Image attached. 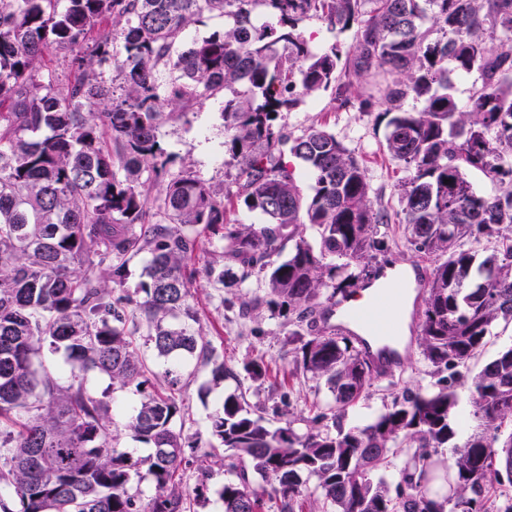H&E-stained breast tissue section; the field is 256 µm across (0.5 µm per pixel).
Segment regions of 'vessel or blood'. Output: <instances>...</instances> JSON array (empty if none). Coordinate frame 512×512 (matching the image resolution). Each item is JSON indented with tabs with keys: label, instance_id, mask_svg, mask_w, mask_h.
<instances>
[{
	"label": "vessel or blood",
	"instance_id": "1",
	"mask_svg": "<svg viewBox=\"0 0 512 512\" xmlns=\"http://www.w3.org/2000/svg\"><path fill=\"white\" fill-rule=\"evenodd\" d=\"M398 281V275H382L365 302H358L351 293L336 302L339 325L356 331L360 350L384 374L395 372L402 358L401 351L390 347L402 313Z\"/></svg>",
	"mask_w": 512,
	"mask_h": 512
}]
</instances>
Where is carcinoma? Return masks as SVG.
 <instances>
[{"mask_svg":"<svg viewBox=\"0 0 512 512\" xmlns=\"http://www.w3.org/2000/svg\"><path fill=\"white\" fill-rule=\"evenodd\" d=\"M205 13L224 16V31L175 52ZM314 18L352 32L350 50L312 51L302 28ZM52 50L77 65L64 90L39 76ZM163 69L178 72L166 96ZM472 71L480 83L463 110L452 75ZM331 87L342 105H387L385 148L407 172L396 215L408 246L434 260L418 324L433 389L405 390L348 429L343 412L383 374L328 324V311L354 284L350 265L375 258L378 225L390 217L335 134L277 123ZM221 93L237 186L224 194L169 173L161 143L175 113ZM410 95L420 110L403 109ZM285 145L314 175L307 195L282 161ZM468 170L497 191L477 193ZM153 178L168 179L154 200ZM226 197L267 223L227 222ZM199 225L220 227L224 239L206 274L226 288L264 281L241 315L266 307L287 318L297 364L333 397L313 403L299 434L292 420L269 426L286 395L256 409L241 386L224 396L210 422L228 459L223 512H448L450 501L457 512H512V348L472 378V415L485 430L446 466L448 495L431 486L455 437L454 383L495 325L512 322V0H0V512H187L180 375L171 372L170 391L156 389L130 325L146 327L161 357L210 365L215 382L231 374L193 328L188 260ZM143 251L147 280L131 292L127 266ZM45 346L71 362L68 385L40 359ZM242 370L266 381L257 360ZM90 371L142 395L125 429L150 455L117 448L108 401L86 388ZM257 476L271 494L254 487Z\"/></svg>","mask_w":512,"mask_h":512,"instance_id":"obj_1","label":"carcinoma"}]
</instances>
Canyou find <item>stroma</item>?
Instances as JSON below:
<instances>
[{"mask_svg":"<svg viewBox=\"0 0 512 512\" xmlns=\"http://www.w3.org/2000/svg\"><path fill=\"white\" fill-rule=\"evenodd\" d=\"M385 110L386 105L380 100L368 112L355 105L342 107L336 102L333 91L321 90L304 97L295 108L284 113L282 121L289 131L295 133L312 125H321L335 134L366 167L374 190V202L392 212L397 205L396 185L405 172L382 148L386 124L382 114ZM225 139L224 98L220 95L200 98L190 112L173 118L161 129V141L170 157L171 173L192 172L219 190L232 189L235 174L224 146ZM379 237L384 243V256L388 261L404 269L416 267L423 273H430L431 262L410 249L403 225L395 221L380 225ZM222 245L220 233H207L190 262L191 267L199 271L192 286V302L198 318L196 327L212 342L218 354L223 355L226 367L236 369L246 359H263L271 375L276 376L279 386L275 389L266 385L252 387L247 393L250 406L272 404L281 393H288V410L294 428L297 432H305L304 420L309 416L313 402L330 401L331 394L324 383L315 382L296 371L288 343V329L283 326L281 318L271 315L265 308L246 318L239 316L237 310L225 308L223 300L230 294H237L240 300L248 301L262 292L264 286L252 279L233 292L212 281L204 268L213 252L220 250ZM511 347L512 323H498L481 354L469 363L457 382L456 446H464L471 436L482 430L480 423L471 415L469 386L472 377L499 352ZM181 380L184 433L194 442L193 448L186 451L188 465L183 474L182 488L185 492H192L199 469H206L211 475L209 489L204 500L192 501L191 512H222L216 490L224 482V463L211 448L208 427L211 416L221 409L225 395L236 392L237 384L231 378L213 382L210 367L195 364L190 359L183 362ZM431 381L426 360L418 347H411L403 370L396 373L393 381L375 383L367 399L346 411L342 418L344 426H362L371 422L391 402L394 394L406 388L428 387ZM86 386L95 393H107L111 414L119 424L129 419L141 400L134 389H112L109 378L104 375L88 374Z\"/></svg>","mask_w":512,"mask_h":512,"instance_id":"stroma-1","label":"stroma"}]
</instances>
